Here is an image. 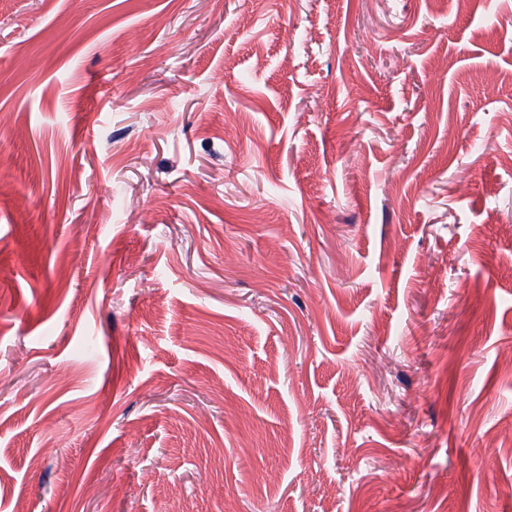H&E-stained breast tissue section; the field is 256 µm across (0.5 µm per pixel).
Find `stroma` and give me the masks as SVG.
I'll use <instances>...</instances> for the list:
<instances>
[{
	"instance_id": "stroma-1",
	"label": "stroma",
	"mask_w": 512,
	"mask_h": 512,
	"mask_svg": "<svg viewBox=\"0 0 512 512\" xmlns=\"http://www.w3.org/2000/svg\"><path fill=\"white\" fill-rule=\"evenodd\" d=\"M0 512H512V0H0Z\"/></svg>"
}]
</instances>
